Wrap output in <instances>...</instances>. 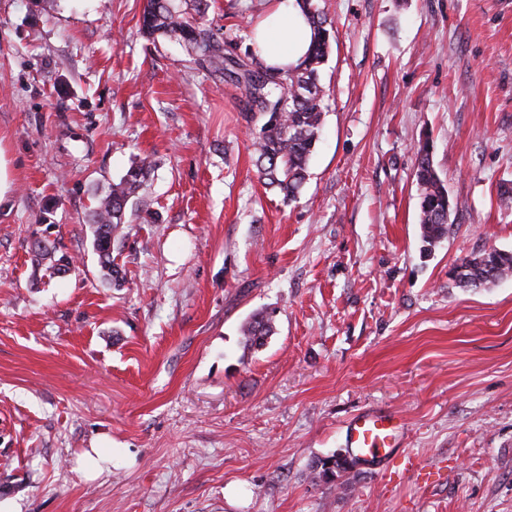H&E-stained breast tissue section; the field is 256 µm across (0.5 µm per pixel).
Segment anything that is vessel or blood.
Masks as SVG:
<instances>
[{"mask_svg":"<svg viewBox=\"0 0 512 512\" xmlns=\"http://www.w3.org/2000/svg\"><path fill=\"white\" fill-rule=\"evenodd\" d=\"M403 424L385 412L370 411L355 417L347 427L345 443L365 466L383 467L399 448Z\"/></svg>","mask_w":512,"mask_h":512,"instance_id":"vessel-or-blood-1","label":"vessel or blood"}]
</instances>
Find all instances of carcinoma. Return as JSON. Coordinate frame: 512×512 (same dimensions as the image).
Here are the masks:
<instances>
[{"mask_svg": "<svg viewBox=\"0 0 512 512\" xmlns=\"http://www.w3.org/2000/svg\"><path fill=\"white\" fill-rule=\"evenodd\" d=\"M312 28L311 48L296 66L287 68L265 65L254 51L243 58L233 43L207 25L208 0H146L140 30L148 37H162L184 44L196 63L227 77L244 98L245 111L251 114L256 167L263 184L277 189L283 199H296L307 177L308 161L315 150L327 109L320 88V68L328 58L334 26L318 0H298ZM415 180L419 192L421 239L432 250L450 230L452 207L448 190L432 161L430 142L416 148ZM151 162L142 159L131 164L119 180L109 185L88 213V223L95 227L94 247L101 266L112 284L119 286L122 272L113 264L112 241L121 225L132 221L129 201L142 187ZM36 260H50L52 274L62 273L71 265L66 255L55 257L48 246L35 241ZM512 274V252L493 249L461 259L453 268L452 281L460 288H483L490 280L499 281ZM272 332V318L265 312L253 314L242 334L252 346L264 344Z\"/></svg>", "mask_w": 512, "mask_h": 512, "instance_id": "1", "label": "carcinoma"}]
</instances>
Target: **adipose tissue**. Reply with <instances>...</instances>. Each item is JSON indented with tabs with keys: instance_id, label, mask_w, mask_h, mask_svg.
Masks as SVG:
<instances>
[{
	"instance_id": "ef3b65f1",
	"label": "adipose tissue",
	"mask_w": 512,
	"mask_h": 512,
	"mask_svg": "<svg viewBox=\"0 0 512 512\" xmlns=\"http://www.w3.org/2000/svg\"><path fill=\"white\" fill-rule=\"evenodd\" d=\"M257 30L256 52L268 66L297 65L311 45V27L296 0H271Z\"/></svg>"
}]
</instances>
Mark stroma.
Masks as SVG:
<instances>
[{"instance_id":"1","label":"stroma","mask_w":512,"mask_h":512,"mask_svg":"<svg viewBox=\"0 0 512 512\" xmlns=\"http://www.w3.org/2000/svg\"><path fill=\"white\" fill-rule=\"evenodd\" d=\"M143 5L0 0V512H512V278H450L512 251V0H321L328 110L291 202L239 90L144 37ZM266 8L207 20L244 54ZM425 139L454 207L429 252ZM145 156L117 288L87 215ZM39 239L68 273L35 268ZM372 410L404 420L401 456L321 478ZM452 281L460 288H485L490 280L496 282L512 274V252L491 249L467 255L453 268ZM271 332L272 318L265 312L253 314L242 330L246 343L251 346L263 345L265 337L269 336Z\"/></svg>"}]
</instances>
